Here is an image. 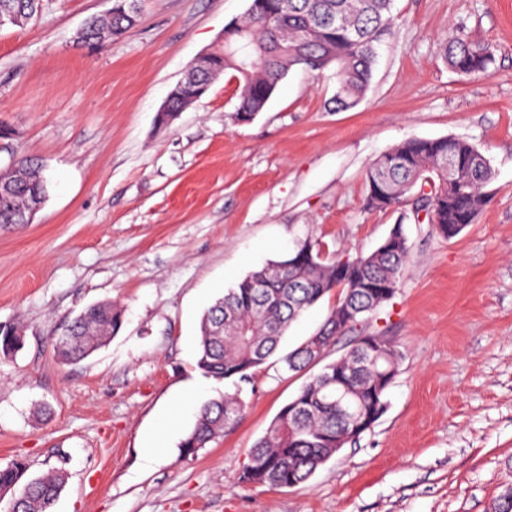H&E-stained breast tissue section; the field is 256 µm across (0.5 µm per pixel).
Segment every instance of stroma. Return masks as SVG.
Instances as JSON below:
<instances>
[{
    "label": "stroma",
    "mask_w": 512,
    "mask_h": 512,
    "mask_svg": "<svg viewBox=\"0 0 512 512\" xmlns=\"http://www.w3.org/2000/svg\"><path fill=\"white\" fill-rule=\"evenodd\" d=\"M113 0H42L0 26V123L11 155L45 163L32 223L0 225V323L24 346L0 357V467L67 476L53 512H495L512 489V0H394L398 26L369 89L336 110L333 70L291 69L257 117L234 119L232 73L167 126L158 114L250 0H143L137 25L90 52L75 40ZM465 28L487 75L438 51ZM412 137H456L490 160L489 203L454 239L411 206L369 209L365 171ZM402 225L397 291L366 323L403 354L373 429L294 488L247 487V454L304 376L269 364L245 411L197 456L180 447L224 390L195 368L204 311L301 241L346 259ZM120 332L64 364L50 343L90 304ZM157 461L143 440L176 398Z\"/></svg>",
    "instance_id": "obj_1"
}]
</instances>
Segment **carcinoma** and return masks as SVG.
<instances>
[{
    "label": "carcinoma",
    "mask_w": 512,
    "mask_h": 512,
    "mask_svg": "<svg viewBox=\"0 0 512 512\" xmlns=\"http://www.w3.org/2000/svg\"><path fill=\"white\" fill-rule=\"evenodd\" d=\"M123 14L92 16L78 38L101 47L136 26L140 0ZM19 23L38 14L35 0H8ZM392 0H268L249 7L243 20L224 30V45L216 49L224 70L239 82L235 119L261 112L279 83L294 67L309 71L336 70V93L331 103L338 111L356 107L372 78L376 47L392 33L396 18ZM448 67L463 75L490 73L491 49L457 34L441 45ZM456 171L448 176V162ZM492 169L486 156L461 138H410L372 162L365 175L368 206L386 210L409 202L426 210L429 223L443 238L457 237L489 201L486 187ZM0 224H23L32 192L46 196L42 164L22 157L0 173ZM408 240L396 227L372 253L354 259L333 260L320 244L305 241L283 259L247 273L224 291L204 315L197 370L216 381H229L235 391L205 401L196 422L181 444L186 456L198 452L223 433L243 413V386L277 353L290 324L327 295L337 292L336 305L317 330L322 349L300 343L281 355L282 368L297 374L313 364L321 370L309 377L298 394L285 404L265 434L253 445L240 480L254 487L290 488L307 482L336 455V448L358 441L386 409L385 395L396 376L401 354L395 345L372 356L354 338L337 359L325 362L339 337L356 329L385 303L375 286L398 285L406 264ZM123 325L116 305L96 303L85 308L54 342L63 362L79 361ZM28 466L17 459L0 468V491L17 503V512H51L66 475L56 471L23 480Z\"/></svg>",
    "instance_id": "cac0c4a2"
}]
</instances>
